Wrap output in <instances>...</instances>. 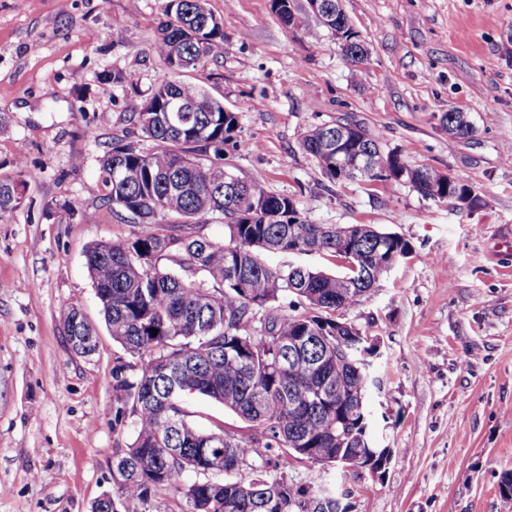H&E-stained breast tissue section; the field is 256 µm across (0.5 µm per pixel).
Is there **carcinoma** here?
I'll list each match as a JSON object with an SVG mask.
<instances>
[{
	"instance_id": "carcinoma-1",
	"label": "carcinoma",
	"mask_w": 512,
	"mask_h": 512,
	"mask_svg": "<svg viewBox=\"0 0 512 512\" xmlns=\"http://www.w3.org/2000/svg\"><path fill=\"white\" fill-rule=\"evenodd\" d=\"M288 27L304 24L296 0H272ZM154 49L174 78L145 100L129 98L136 138L112 142L99 159L102 205L150 230L134 238L94 243L85 263L112 340L137 363L112 368L114 425L130 423L133 440L112 456L118 499L146 503L175 489L186 512H308L305 499L324 500L319 512H338L333 488L309 489L288 480L301 461L321 464L341 455L340 467L363 466L372 450L367 422L366 370L336 364V311L357 304L399 259L411 252L404 237L359 224L356 238L334 224H312L288 197L256 180L224 190V156L247 146L238 116L214 112L221 101L204 87L176 79L206 67L224 34L207 0H167ZM164 96L187 106L151 112ZM359 150L370 160L368 180L393 177L424 197L472 209L482 199L432 167H411L362 126ZM154 142L144 151L139 139ZM302 148L323 174L336 175V125L312 130ZM35 176L0 177V212L21 204ZM211 216L228 239L188 232ZM341 259L351 251L358 270L328 274L304 266H271L266 253H307ZM289 300L288 306L281 300ZM157 334H152V330ZM188 395L224 405L249 433L203 432L189 420ZM346 422L336 444V419ZM258 460L249 480L240 470ZM186 471L203 479L178 486Z\"/></svg>"
}]
</instances>
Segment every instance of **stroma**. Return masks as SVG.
Listing matches in <instances>:
<instances>
[{"label": "stroma", "mask_w": 512, "mask_h": 512, "mask_svg": "<svg viewBox=\"0 0 512 512\" xmlns=\"http://www.w3.org/2000/svg\"><path fill=\"white\" fill-rule=\"evenodd\" d=\"M165 0H0V176L33 172L24 203L0 214V512H90L112 490L107 331L85 265L90 244L147 227L101 206L98 159L123 138L127 100L169 72L153 49ZM224 43L187 73L239 117L245 149L224 162L292 199L315 224H370L412 246L379 288L345 312L378 337L367 407L385 472L301 462L288 478L349 491L355 512H512V0H343L368 52L363 69L308 17L284 27L271 0H208ZM102 32L99 41L88 31ZM119 71L117 87L102 73ZM476 131L449 137L448 112ZM350 119L384 151L472 186L481 207L423 197L395 179L329 181L301 147L310 129ZM98 328L71 350L70 308ZM203 431L242 433L220 403L188 398Z\"/></svg>", "instance_id": "obj_1"}]
</instances>
